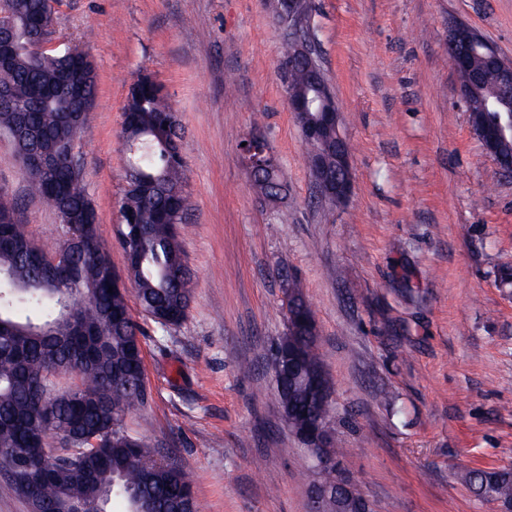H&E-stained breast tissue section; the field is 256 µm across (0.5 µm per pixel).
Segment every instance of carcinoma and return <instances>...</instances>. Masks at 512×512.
Segmentation results:
<instances>
[{
  "label": "carcinoma",
  "mask_w": 512,
  "mask_h": 512,
  "mask_svg": "<svg viewBox=\"0 0 512 512\" xmlns=\"http://www.w3.org/2000/svg\"><path fill=\"white\" fill-rule=\"evenodd\" d=\"M0 10L18 14L22 39L25 20L38 21L40 0H26L23 10L17 0H0ZM291 49L284 41L281 69L288 91L298 93L304 76L286 70ZM73 59L64 50L47 56L24 50L11 68L0 70V84L10 85L17 100L28 104L30 123L43 136L31 150L57 152L53 176L35 162L25 167L23 176L31 192L54 209L62 200L70 203L71 232L83 244L68 278L47 275L39 253L26 247L30 235L16 217V199L0 187V447L24 449L40 512H69L75 501L108 512L114 497L123 499L125 512H180L192 495L190 474L154 459L122 426L124 417L145 403L143 360H132L130 353L132 338L143 335V329L130 313L127 290L106 283L111 255L99 224L83 218L82 207L89 199L84 176L65 152L76 137L64 85ZM493 95L489 83L471 95L468 110L474 125L494 124V113L482 111ZM171 113L163 94L146 88L126 100L122 121L123 137L139 141V149L128 156L126 171V182L138 184V189L123 190L120 211L121 217L131 214L139 223L124 225L119 245L139 305L164 328L185 320L192 302L191 281L170 279L171 269L185 264L178 226L189 208L183 163L172 161L179 135L167 122ZM255 188L276 194L286 184L273 169L256 179ZM86 283L96 286L90 297L82 288ZM66 307L79 320L80 331L54 340L39 335L59 321ZM311 314L309 307L299 309L297 319L288 321V335L281 338L280 352L293 353L295 362L276 387V396L294 429L332 418L331 407L309 389L311 377L322 368L318 343L308 342L302 324ZM67 373L77 377L75 386L89 404L45 394L44 387H56ZM47 417L52 431L64 439H72L76 420L98 435L100 446H86L80 469L57 462L36 434ZM467 481L486 496L512 499V470H471Z\"/></svg>",
  "instance_id": "cac0c4a2"
}]
</instances>
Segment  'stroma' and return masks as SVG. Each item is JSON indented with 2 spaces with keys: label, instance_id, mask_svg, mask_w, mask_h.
<instances>
[{
  "label": "stroma",
  "instance_id": "35a3bbf8",
  "mask_svg": "<svg viewBox=\"0 0 512 512\" xmlns=\"http://www.w3.org/2000/svg\"><path fill=\"white\" fill-rule=\"evenodd\" d=\"M512 59V0H312L305 38L340 112L353 189L318 192L280 79L267 0H60L54 38L89 51L97 97L80 134L112 265L125 185L122 113L141 75L164 88L191 209L179 228L187 319L143 329L148 400L124 428L193 475L199 512H307L308 463L284 425L271 357L301 282L332 380L342 471L374 512H497L472 469L512 465V177L474 136L448 30ZM266 140L288 186L253 188L241 143ZM0 186L41 249L55 211L30 197L0 131Z\"/></svg>",
  "mask_w": 512,
  "mask_h": 512
}]
</instances>
